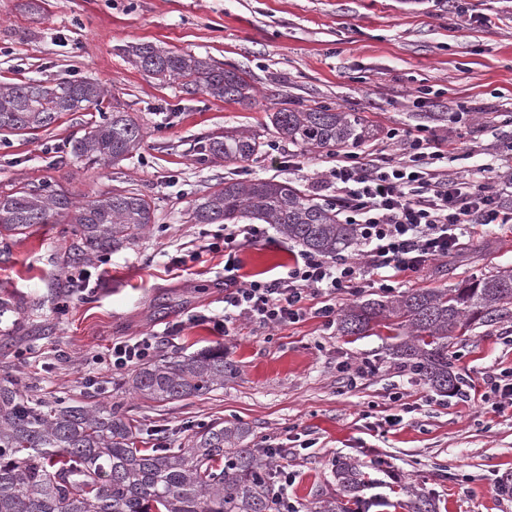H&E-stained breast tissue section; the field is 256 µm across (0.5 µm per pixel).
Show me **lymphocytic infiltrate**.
<instances>
[{
  "label": "lymphocytic infiltrate",
  "instance_id": "1",
  "mask_svg": "<svg viewBox=\"0 0 512 512\" xmlns=\"http://www.w3.org/2000/svg\"><path fill=\"white\" fill-rule=\"evenodd\" d=\"M448 153L414 135L404 141L401 157L381 165L374 154L337 156L327 170L329 203L355 225L363 247L358 260L304 252L286 276L241 281L236 252L241 242L257 241L262 228L228 224L216 240L229 256L224 263L225 322L243 317L267 327L303 319L309 301L318 299L319 315L336 313L337 295L381 274L417 273L428 262L461 246L459 229L474 225L511 224L512 211L487 192L499 178L496 162L483 164L477 180L449 177L442 163Z\"/></svg>",
  "mask_w": 512,
  "mask_h": 512
}]
</instances>
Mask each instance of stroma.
I'll return each mask as SVG.
<instances>
[{"mask_svg": "<svg viewBox=\"0 0 512 512\" xmlns=\"http://www.w3.org/2000/svg\"><path fill=\"white\" fill-rule=\"evenodd\" d=\"M137 43L246 69L258 105L148 77L127 54ZM63 78L99 83L101 108L24 136L0 132V191L44 181L82 204L135 189L155 219L136 244L85 262L80 287L68 284V225L0 235V296L16 304L19 323L0 349V378L16 376L35 400L124 403L147 448L186 446L215 419L247 423L249 446L277 449L273 465L293 472L286 494L300 512L336 496L342 456L373 481L362 493L368 512H403L394 473L434 492L439 512H512V495L497 490L512 471V404L481 399L488 375L512 373V314L453 340L460 392L448 397L408 375L379 337L341 335L312 314L265 329L237 320L221 333L213 322L224 314V253L209 248L218 227L190 219L193 201L228 177L285 179L325 198L328 151L279 137L268 116L280 109L359 113L375 128L362 152L387 159L398 157L402 135L424 130L448 148L452 176H472L491 153L511 159L512 0H0V84ZM116 109L144 131L135 156L75 161L70 142ZM233 130L260 135L262 152L234 164L200 160L203 140ZM464 241L419 274L393 277L391 295L512 270V223ZM301 251L268 228L239 248L241 273L276 275ZM146 336L162 337L158 360L223 348V388L166 404L130 393L124 372L104 360L113 343ZM366 360L375 373L350 384ZM94 376L105 392L89 388Z\"/></svg>", "mask_w": 512, "mask_h": 512, "instance_id": "1", "label": "stroma"}]
</instances>
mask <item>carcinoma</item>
I'll return each instance as SVG.
<instances>
[{"label":"carcinoma","mask_w":512,"mask_h":512,"mask_svg":"<svg viewBox=\"0 0 512 512\" xmlns=\"http://www.w3.org/2000/svg\"><path fill=\"white\" fill-rule=\"evenodd\" d=\"M128 52L148 76L180 80L210 95L246 106L256 104L246 71L163 50L151 44ZM103 88L93 82L61 79L44 86L14 83L0 87V131L30 134L67 112L96 105ZM276 132L302 148L336 151L356 146L372 134L361 117L327 108L281 109L271 114ZM144 134L126 113L92 127L74 141L77 159L115 163L138 150ZM263 143L250 133L226 132L208 138L200 150L228 162L245 161ZM273 224L311 252L332 256L350 244L352 224L288 181L227 178L192 206L196 224ZM70 224L77 245L68 253L79 263L140 239L154 210L141 193L101 194L77 206L47 185L0 192V232L20 234L41 224ZM512 310V271L465 281L454 288H419L398 296L356 302L338 318L344 336L389 331L390 354L400 365L443 394L458 391L449 346L478 323L491 326ZM131 391L157 402L181 401L224 386V350L183 359L147 362L128 379ZM134 419L120 404L46 403L24 398L18 379L0 378V512H273L272 468L248 446L251 429L242 422L214 421L196 432L185 448L162 452L135 446ZM340 494L316 512H352L368 484L362 465L351 457L333 469ZM407 512H437L436 499L403 483Z\"/></svg>","instance_id":"carcinoma-1"}]
</instances>
